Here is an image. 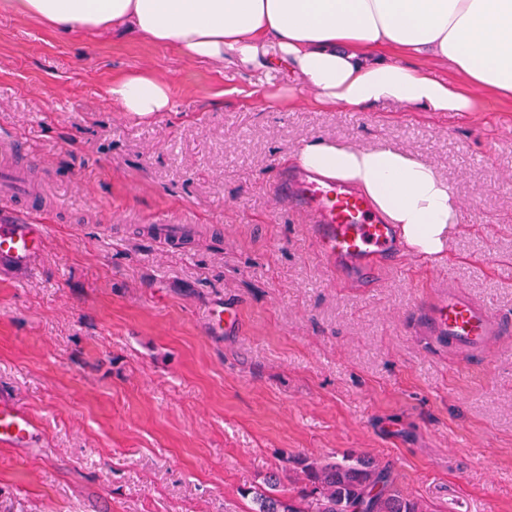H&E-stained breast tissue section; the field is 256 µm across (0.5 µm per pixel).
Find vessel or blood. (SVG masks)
Instances as JSON below:
<instances>
[{"label":"vessel or blood","mask_w":512,"mask_h":512,"mask_svg":"<svg viewBox=\"0 0 512 512\" xmlns=\"http://www.w3.org/2000/svg\"><path fill=\"white\" fill-rule=\"evenodd\" d=\"M16 159L0 169V269H24L40 255L49 225L34 223L36 204L26 182L32 159L15 144ZM283 208L306 215L305 235L329 271L354 277L371 287L380 269L391 266L404 250L399 228L384 223L370 201L346 184L299 167L283 170L276 182ZM212 333L239 328L236 305L226 301L207 314ZM423 335L448 351L474 355L512 335V319L474 301L454 281L443 282L432 302L418 313ZM41 431L28 411L0 399V446L34 448Z\"/></svg>","instance_id":"b4317fda"}]
</instances>
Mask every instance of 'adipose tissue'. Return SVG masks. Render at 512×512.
I'll return each mask as SVG.
<instances>
[{"label":"adipose tissue","instance_id":"adipose-tissue-1","mask_svg":"<svg viewBox=\"0 0 512 512\" xmlns=\"http://www.w3.org/2000/svg\"><path fill=\"white\" fill-rule=\"evenodd\" d=\"M0 8L69 35L126 32L177 46L191 60L235 63L273 80L286 67L295 93L328 108L389 100L430 112H475L480 95L512 99V0H0ZM425 57L448 78L413 66ZM122 111L150 117L173 108L168 82L151 72L113 78ZM294 164L348 183L389 223L406 249L444 255L460 206L428 166L390 149L306 142Z\"/></svg>","mask_w":512,"mask_h":512}]
</instances>
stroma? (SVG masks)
I'll use <instances>...</instances> for the list:
<instances>
[{
	"instance_id": "35a3bbf8",
	"label": "stroma",
	"mask_w": 512,
	"mask_h": 512,
	"mask_svg": "<svg viewBox=\"0 0 512 512\" xmlns=\"http://www.w3.org/2000/svg\"><path fill=\"white\" fill-rule=\"evenodd\" d=\"M150 70L174 109L122 112ZM270 107L255 74L115 33L0 11V140L26 141L50 225L0 273V398L37 448L0 446V512H250L249 488L308 457L365 452L429 512H512V338L462 362L414 320L454 277L512 317V101L442 114L391 102ZM320 138L430 165L474 214L442 261L374 287L332 277L274 186ZM153 224H203L164 244ZM230 300L242 329L207 311ZM107 94L123 112L138 117H151L159 112H170L173 108L169 83L149 71L112 78ZM224 312L228 313V319L224 322ZM207 322L214 334H223L224 330L239 329L241 317L237 306L229 301L217 305L206 316Z\"/></svg>"
}]
</instances>
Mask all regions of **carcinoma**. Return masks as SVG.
<instances>
[{
    "label": "carcinoma",
    "instance_id": "cac0c4a2",
    "mask_svg": "<svg viewBox=\"0 0 512 512\" xmlns=\"http://www.w3.org/2000/svg\"><path fill=\"white\" fill-rule=\"evenodd\" d=\"M302 486L287 496L277 474L250 489L251 512H427L391 477L388 464L366 453L306 458Z\"/></svg>",
    "mask_w": 512,
    "mask_h": 512
}]
</instances>
